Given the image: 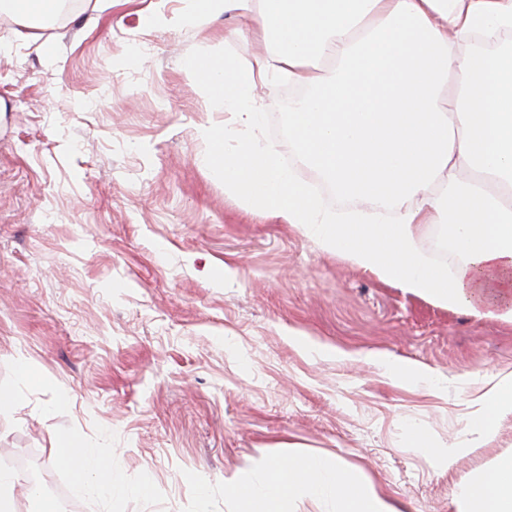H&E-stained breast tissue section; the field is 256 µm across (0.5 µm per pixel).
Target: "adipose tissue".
I'll list each match as a JSON object with an SVG mask.
<instances>
[{
    "label": "adipose tissue",
    "mask_w": 512,
    "mask_h": 512,
    "mask_svg": "<svg viewBox=\"0 0 512 512\" xmlns=\"http://www.w3.org/2000/svg\"><path fill=\"white\" fill-rule=\"evenodd\" d=\"M223 11L240 20L225 41L267 40L273 49L188 64L224 112L222 128L202 130L223 145L203 160L211 174L261 221L293 225L382 282L512 323V45L489 55L476 42L512 31V0H192L186 20L199 25ZM273 76L305 89L288 108L289 147L355 212L322 209L277 147L252 137L257 91ZM385 204L395 223H378ZM428 224L447 225L463 254L453 274L419 249ZM507 412L508 375L486 390L467 428L490 438ZM51 456L78 491L111 493L98 480L104 463L77 437L57 434ZM259 466L264 480L249 471L224 480L244 512H288L292 499L327 492L340 512H399L332 460L292 454ZM452 504L454 512H512V452L458 486Z\"/></svg>",
    "instance_id": "adipose-tissue-1"
}]
</instances>
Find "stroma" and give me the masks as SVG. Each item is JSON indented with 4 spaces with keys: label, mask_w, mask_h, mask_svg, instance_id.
<instances>
[{
    "label": "stroma",
    "mask_w": 512,
    "mask_h": 512,
    "mask_svg": "<svg viewBox=\"0 0 512 512\" xmlns=\"http://www.w3.org/2000/svg\"><path fill=\"white\" fill-rule=\"evenodd\" d=\"M190 0H82L63 23L0 12V470L22 461L77 512H241L224 479L260 458L324 456L401 512H454L455 488L512 451L467 423L512 375V324L404 293L289 224H264L201 165L223 122L186 63L224 62L233 14L178 28ZM287 82L258 135L288 147ZM40 384H20L17 362ZM416 363L431 391L389 372ZM69 405L54 409L56 397ZM61 432L111 465V497L53 463ZM455 448L454 464L421 447Z\"/></svg>",
    "instance_id": "obj_1"
}]
</instances>
